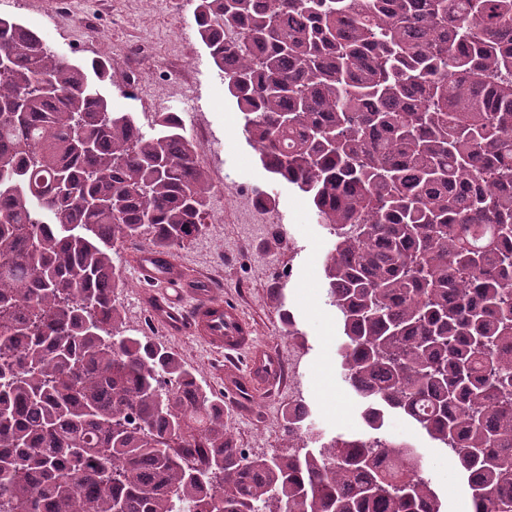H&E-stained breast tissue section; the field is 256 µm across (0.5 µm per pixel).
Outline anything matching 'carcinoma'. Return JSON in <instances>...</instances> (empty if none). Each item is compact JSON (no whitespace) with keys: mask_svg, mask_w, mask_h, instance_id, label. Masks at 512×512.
Returning a JSON list of instances; mask_svg holds the SVG:
<instances>
[{"mask_svg":"<svg viewBox=\"0 0 512 512\" xmlns=\"http://www.w3.org/2000/svg\"><path fill=\"white\" fill-rule=\"evenodd\" d=\"M194 17L263 167L332 232L367 430L325 442L285 410L318 450L250 456L174 352L126 335L112 249L201 235L207 172L178 113L145 135L99 93L106 63L0 17V512H445L386 409L448 452L477 512H512V0Z\"/></svg>","mask_w":512,"mask_h":512,"instance_id":"1","label":"carcinoma"}]
</instances>
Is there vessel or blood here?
I'll list each match as a JSON object with an SVG mask.
<instances>
[{
    "instance_id": "1",
    "label": "vessel or blood",
    "mask_w": 512,
    "mask_h": 512,
    "mask_svg": "<svg viewBox=\"0 0 512 512\" xmlns=\"http://www.w3.org/2000/svg\"><path fill=\"white\" fill-rule=\"evenodd\" d=\"M148 296L151 316L172 329H187L210 351L237 357L220 376L227 397L249 401L274 390L283 380L274 350L257 341L254 326L204 280L185 274L173 259L145 250L132 258Z\"/></svg>"
}]
</instances>
